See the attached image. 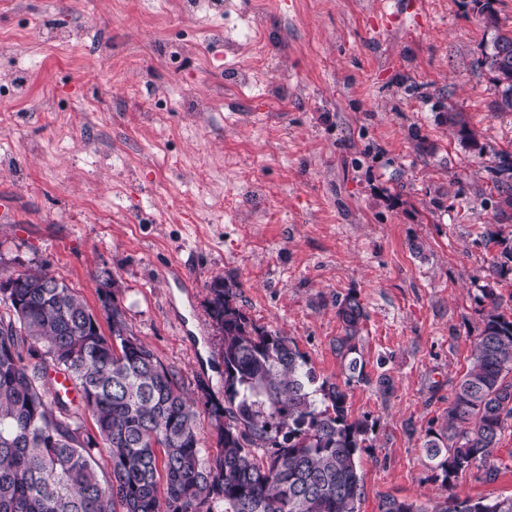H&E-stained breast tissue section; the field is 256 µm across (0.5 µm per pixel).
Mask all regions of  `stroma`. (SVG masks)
<instances>
[{"label":"stroma","mask_w":512,"mask_h":512,"mask_svg":"<svg viewBox=\"0 0 512 512\" xmlns=\"http://www.w3.org/2000/svg\"><path fill=\"white\" fill-rule=\"evenodd\" d=\"M379 3L0 0V267L63 277L94 309L111 276L131 333L195 398L211 455L214 281L338 383L335 301L355 295L368 380L348 404L371 428L359 512L385 495L444 502L423 444L469 364L482 289L512 317L487 241L512 238L492 180L512 158V112L491 110L502 87L478 65L512 29V0H420L390 20ZM451 106L477 145L442 124ZM495 463L494 480L463 475L459 496L512 495V421Z\"/></svg>","instance_id":"35a3bbf8"}]
</instances>
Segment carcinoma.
I'll list each match as a JSON object with an SVG mask.
<instances>
[{"label": "carcinoma", "instance_id": "1", "mask_svg": "<svg viewBox=\"0 0 512 512\" xmlns=\"http://www.w3.org/2000/svg\"><path fill=\"white\" fill-rule=\"evenodd\" d=\"M512 30L478 61L503 85L492 102L512 112ZM443 122L478 145L462 114ZM493 273L512 276V239L499 232ZM10 304L0 314V512H358L364 482L357 458L368 422L351 417L346 387L368 381L358 346L366 312L357 297L336 300L342 335L333 341L344 384L318 380L296 343L254 323L234 303L233 283L212 287L210 316L223 336L224 405L211 404L220 449L204 452L195 400L176 372L133 336L114 304V281L97 289L109 334L60 276L5 275ZM65 373L75 403L49 391ZM90 413L94 430L83 415ZM512 419V319H482L465 373L437 431L424 442L446 490L481 467L498 474L495 448ZM379 512H428L394 496ZM435 512H512V496L488 501L450 494Z\"/></svg>", "mask_w": 512, "mask_h": 512}]
</instances>
